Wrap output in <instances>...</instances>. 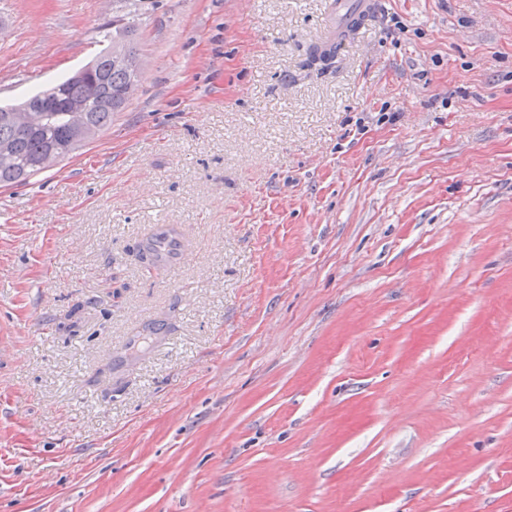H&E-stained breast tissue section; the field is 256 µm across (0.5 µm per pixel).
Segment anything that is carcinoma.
Listing matches in <instances>:
<instances>
[{"label": "carcinoma", "mask_w": 512, "mask_h": 512, "mask_svg": "<svg viewBox=\"0 0 512 512\" xmlns=\"http://www.w3.org/2000/svg\"><path fill=\"white\" fill-rule=\"evenodd\" d=\"M136 16L129 11L112 17V34H104V39L123 46L129 64H109L100 52L93 59L94 73L88 78L68 77L27 100L29 105H42L51 94L83 102L87 112L83 113L82 122H74L70 113L55 106L46 112H30L22 121L11 108L0 107V152L9 158L7 164L0 166V186L21 184L41 172L48 158L72 153L92 142L112 123V115L127 106L134 96L128 91L133 76L131 66L141 61L129 38Z\"/></svg>", "instance_id": "1"}]
</instances>
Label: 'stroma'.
I'll use <instances>...</instances> for the list:
<instances>
[{
  "mask_svg": "<svg viewBox=\"0 0 512 512\" xmlns=\"http://www.w3.org/2000/svg\"><path fill=\"white\" fill-rule=\"evenodd\" d=\"M117 0H0V103ZM111 127L0 188V512H512V0H128ZM191 253L148 269L149 225ZM329 21L327 25V36L324 46L332 47L342 41L344 34H347L356 27L353 22L363 15L368 14L370 7L375 2L372 0H331ZM361 20V21H362Z\"/></svg>",
  "mask_w": 512,
  "mask_h": 512,
  "instance_id": "stroma-1",
  "label": "stroma"
}]
</instances>
